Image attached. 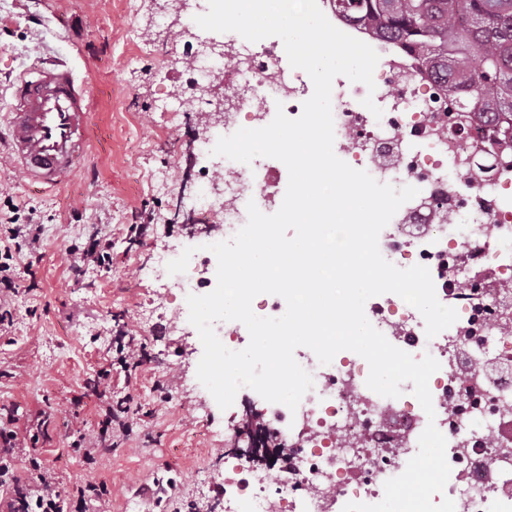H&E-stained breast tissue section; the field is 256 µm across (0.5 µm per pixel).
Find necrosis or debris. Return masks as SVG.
<instances>
[{
  "label": "necrosis or debris",
  "mask_w": 512,
  "mask_h": 512,
  "mask_svg": "<svg viewBox=\"0 0 512 512\" xmlns=\"http://www.w3.org/2000/svg\"><path fill=\"white\" fill-rule=\"evenodd\" d=\"M381 68L374 89L337 80L332 87L334 151L352 168L395 187L423 194L401 221L379 235L385 259L399 268L426 266L438 300L458 318L427 338L420 312L393 293L370 298L365 314L394 346L414 358L433 356L429 379L438 430L451 466L445 494L456 512H512V380L500 383L490 364H512V150L497 129L456 98L440 96L418 62L389 43L369 40ZM190 84L211 79L221 61L224 121L268 125L277 110L302 113L300 75L284 68L281 39L230 40L224 46L180 35ZM373 94L382 117L360 107ZM274 167L225 160L223 171H200L201 191L190 201L200 224L220 217L234 229L247 221V202L266 200ZM313 387L296 410L266 403L259 411L287 459L255 467L240 453L241 416L224 421V512H342L350 502L375 504L385 482L400 475L418 451L428 419L411 386L400 397L369 389V365L351 351L320 364L296 351ZM276 471L268 487L261 470Z\"/></svg>",
  "instance_id": "necrosis-or-debris-1"
}]
</instances>
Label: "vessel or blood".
Listing matches in <instances>:
<instances>
[{
	"instance_id": "obj_1",
	"label": "vessel or blood",
	"mask_w": 512,
	"mask_h": 512,
	"mask_svg": "<svg viewBox=\"0 0 512 512\" xmlns=\"http://www.w3.org/2000/svg\"><path fill=\"white\" fill-rule=\"evenodd\" d=\"M7 128L24 178L60 184L89 144L85 87L68 66L34 67L11 98Z\"/></svg>"
}]
</instances>
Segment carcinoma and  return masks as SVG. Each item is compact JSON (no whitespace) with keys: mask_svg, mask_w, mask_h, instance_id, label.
<instances>
[{"mask_svg":"<svg viewBox=\"0 0 512 512\" xmlns=\"http://www.w3.org/2000/svg\"><path fill=\"white\" fill-rule=\"evenodd\" d=\"M337 13L425 64L512 143V0H332Z\"/></svg>","mask_w":512,"mask_h":512,"instance_id":"obj_1","label":"carcinoma"}]
</instances>
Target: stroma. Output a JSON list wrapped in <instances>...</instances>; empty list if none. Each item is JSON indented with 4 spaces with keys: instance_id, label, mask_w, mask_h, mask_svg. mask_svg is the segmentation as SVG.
Wrapping results in <instances>:
<instances>
[{
    "instance_id": "35a3bbf8",
    "label": "stroma",
    "mask_w": 512,
    "mask_h": 512,
    "mask_svg": "<svg viewBox=\"0 0 512 512\" xmlns=\"http://www.w3.org/2000/svg\"><path fill=\"white\" fill-rule=\"evenodd\" d=\"M184 26L157 0H0V115L23 71L64 60L86 81L92 127L77 171L54 188L25 183L0 142V202L41 218V259L18 272L13 325L0 335V369L10 372L0 379V408L46 419L34 455L60 487L106 482L112 494L101 512H224V444L199 432L208 421L223 428L224 412L197 378L195 327L175 321V309L188 307L183 275L166 290L172 308L141 322L156 293L140 269L161 240L182 232L168 221L182 173L214 161L201 150L188 155L187 118L161 107L185 86L176 47ZM134 224L147 232L135 235ZM100 237L112 242L110 263L73 274L67 247ZM122 332L151 355L130 391L147 412L144 430L90 468L69 436L92 434L97 394L87 381Z\"/></svg>"
}]
</instances>
